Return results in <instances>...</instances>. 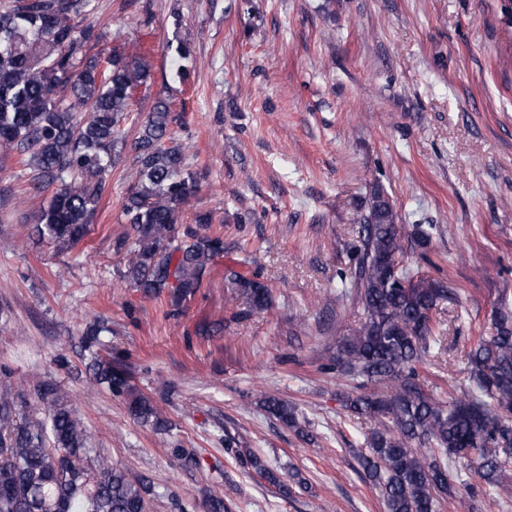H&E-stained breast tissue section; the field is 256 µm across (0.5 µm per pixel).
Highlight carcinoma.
Wrapping results in <instances>:
<instances>
[{
  "label": "carcinoma",
  "mask_w": 512,
  "mask_h": 512,
  "mask_svg": "<svg viewBox=\"0 0 512 512\" xmlns=\"http://www.w3.org/2000/svg\"><path fill=\"white\" fill-rule=\"evenodd\" d=\"M96 10L95 0H7L0 5V160L13 157L29 170L24 192L48 194L36 231L61 249H71L91 232V220L109 189L116 147L126 145L125 123L151 79L150 48L109 47L80 20ZM177 62L174 75L189 78L188 42L168 44ZM180 116L171 98H154L131 143L137 175L127 188L123 212L134 231L123 279L148 296L165 289L171 305L196 292L224 239L197 230L180 231L198 184L186 164V147L175 136ZM363 248L350 289L362 317L342 350L355 389L375 383L380 390L346 399L357 418L377 427L366 437L361 466L379 490L385 512H439L443 497L462 488L487 487L509 493L512 484V316L499 313L493 333L467 355L472 387L444 400L425 388L420 367L444 329L435 320L451 291L440 280L403 266L406 229L384 190L371 192L364 217ZM229 287L251 309L270 304L266 286L237 273ZM106 327L83 332L84 348L100 344ZM92 380L116 395L129 391L123 364L99 355L89 365ZM21 396L0 393V512H146L145 483L112 467L87 447L81 420L48 390L45 418L18 413ZM266 412L297 426L287 402L268 397ZM133 417L165 427L150 402L134 397ZM286 494L304 484L292 470L268 471L245 459ZM460 464L470 480L448 469Z\"/></svg>",
  "instance_id": "1"
}]
</instances>
